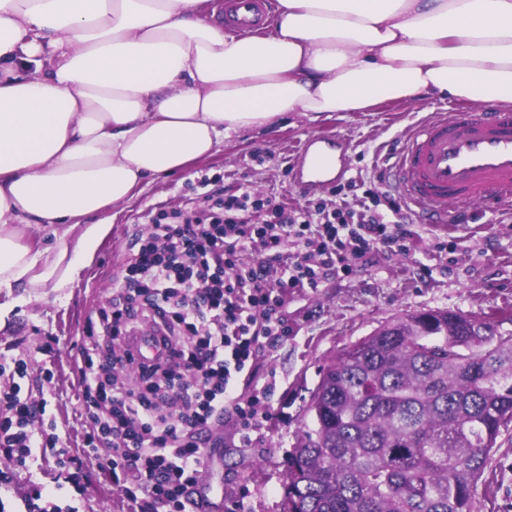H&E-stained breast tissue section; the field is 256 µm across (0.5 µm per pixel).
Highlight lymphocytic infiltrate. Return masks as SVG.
Instances as JSON below:
<instances>
[{"label": "lymphocytic infiltrate", "instance_id": "lymphocytic-infiltrate-1", "mask_svg": "<svg viewBox=\"0 0 512 512\" xmlns=\"http://www.w3.org/2000/svg\"><path fill=\"white\" fill-rule=\"evenodd\" d=\"M197 214L153 218L112 289L101 330L84 336L73 360L84 398L88 446L107 444L139 512H197L188 490L203 462V436L235 422L242 442L269 417L267 395L239 390L257 358L288 336L289 288H315L326 270L349 275L381 244L401 245L409 218L392 199L366 191L359 210L288 209L248 187L207 196ZM270 218L252 223L250 210ZM398 216L386 221L385 211ZM257 251L262 261H247ZM151 322L169 348L164 361L136 366L127 346ZM44 406L18 391L0 394V451L29 467L37 448L60 437L32 429Z\"/></svg>", "mask_w": 512, "mask_h": 512}]
</instances>
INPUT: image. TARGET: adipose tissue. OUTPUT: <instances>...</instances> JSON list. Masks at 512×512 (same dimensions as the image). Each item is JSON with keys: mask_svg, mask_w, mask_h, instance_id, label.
Segmentation results:
<instances>
[{"mask_svg": "<svg viewBox=\"0 0 512 512\" xmlns=\"http://www.w3.org/2000/svg\"><path fill=\"white\" fill-rule=\"evenodd\" d=\"M205 0H0V288H66L106 235L54 256L23 228L121 204L290 112L424 93L512 104V0H277L268 36Z\"/></svg>", "mask_w": 512, "mask_h": 512, "instance_id": "1", "label": "adipose tissue"}]
</instances>
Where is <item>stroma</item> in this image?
I'll return each mask as SVG.
<instances>
[{
	"label": "stroma",
	"mask_w": 512,
	"mask_h": 512,
	"mask_svg": "<svg viewBox=\"0 0 512 512\" xmlns=\"http://www.w3.org/2000/svg\"><path fill=\"white\" fill-rule=\"evenodd\" d=\"M456 97L422 95L383 103L366 112H334L312 122L302 114L264 133L246 132L225 142L189 173L151 180L130 200L88 216L108 225L106 236L68 288L33 294L22 288L0 291L8 310L0 328V392L20 386L22 396L46 405L34 427L54 424L64 440L62 453L38 454L29 470L0 456V471L11 476L0 487V512H30L31 486L55 493L59 505L77 512H135L122 481L104 468L108 448L90 452L81 415V393L71 348L85 336L90 319L110 306L112 284L120 275L133 233L147 231L152 211H193L204 190L228 191L243 184L259 197H273L295 209L308 205L289 174V158L306 139L334 133L348 147V180L343 201L355 203L364 192L359 181L376 177L394 160L396 147L412 126L429 113L459 105ZM208 188H200L201 177ZM406 250L381 245L356 264L351 275L327 271L316 288L285 294L288 338L256 362L255 386L270 389L271 415L250 444L225 425L206 442L209 459L202 469L207 491L201 512H280L286 455L307 422L306 408L320 382L322 367L343 347L370 335L382 323L421 309H448L489 316L501 333L512 332V218L477 210L466 229L412 224ZM448 249H434L438 240ZM71 461L81 475L79 488L67 484L58 461ZM478 512H512V427L502 432L487 467L474 487Z\"/></svg>",
	"instance_id": "1"
}]
</instances>
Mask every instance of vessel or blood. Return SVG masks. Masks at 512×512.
I'll use <instances>...</instances> for the list:
<instances>
[{"mask_svg":"<svg viewBox=\"0 0 512 512\" xmlns=\"http://www.w3.org/2000/svg\"><path fill=\"white\" fill-rule=\"evenodd\" d=\"M224 26L257 31L270 15L268 0H223ZM346 143L331 135L306 140L290 168L294 187L310 194L336 187L348 164ZM418 219L440 227H465L475 206L494 212L512 209V110L475 112L464 106L437 112L401 144L384 175ZM138 362L150 364L167 354L157 331L136 336Z\"/></svg>","mask_w":512,"mask_h":512,"instance_id":"1","label":"vessel or blood"}]
</instances>
